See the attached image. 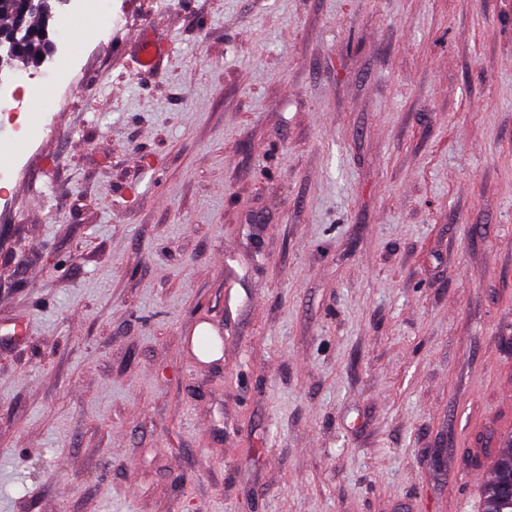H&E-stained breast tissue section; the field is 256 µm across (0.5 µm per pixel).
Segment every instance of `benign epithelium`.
I'll return each instance as SVG.
<instances>
[{
  "label": "benign epithelium",
  "mask_w": 512,
  "mask_h": 512,
  "mask_svg": "<svg viewBox=\"0 0 512 512\" xmlns=\"http://www.w3.org/2000/svg\"><path fill=\"white\" fill-rule=\"evenodd\" d=\"M60 5L67 0H24L21 12L14 14L5 32L0 31V73L16 72L21 69L22 49L37 38L43 45V56L53 53L49 38L48 20L52 14L51 2ZM487 512H512V481L497 485L493 496L488 498Z\"/></svg>",
  "instance_id": "benign-epithelium-1"
}]
</instances>
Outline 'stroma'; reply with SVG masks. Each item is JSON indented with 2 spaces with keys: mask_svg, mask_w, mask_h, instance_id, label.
Segmentation results:
<instances>
[{
  "mask_svg": "<svg viewBox=\"0 0 512 512\" xmlns=\"http://www.w3.org/2000/svg\"><path fill=\"white\" fill-rule=\"evenodd\" d=\"M110 9L0 188V512H481L512 0ZM215 334L210 328L200 327L193 334L189 341V351L197 360L205 359L210 356L219 346L220 336Z\"/></svg>",
  "mask_w": 512,
  "mask_h": 512,
  "instance_id": "35a3bbf8",
  "label": "stroma"
}]
</instances>
